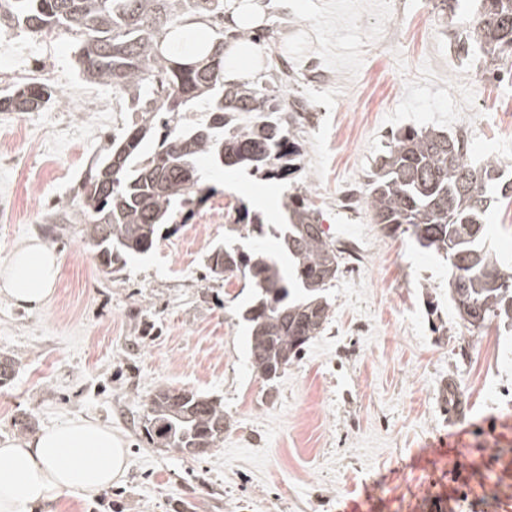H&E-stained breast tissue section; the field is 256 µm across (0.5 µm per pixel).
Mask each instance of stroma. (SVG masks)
I'll use <instances>...</instances> for the list:
<instances>
[{"mask_svg": "<svg viewBox=\"0 0 512 512\" xmlns=\"http://www.w3.org/2000/svg\"><path fill=\"white\" fill-rule=\"evenodd\" d=\"M268 22L256 80L287 64L286 100H301L297 134L306 188L346 264L330 290L332 317L274 382L255 374L241 312L251 288L215 277L208 257L228 219L269 190L265 223L279 220L288 185L239 171L207 182L210 204L184 227L162 228L155 249L102 272L79 225L67 223L85 171L132 112L110 87L84 80L68 35L50 44L0 30V90L52 85L36 112H0V267L30 239L62 265L38 309L0 296V353L16 361L0 383V438L74 417L111 426L128 452L125 476L99 497L71 494L37 512H344L371 499L375 512H419L422 498L468 470L452 512H512V321L470 334L448 295V264L408 236L390 237L363 201L393 134L432 127L463 136L468 159L512 173V80L480 53L459 58L454 19L435 0H261ZM486 244L512 262V202L492 203ZM161 387L217 399L232 426L217 447L192 456L153 444L143 415ZM466 408L467 432L448 422L446 397ZM457 443L436 472L419 462L431 445Z\"/></svg>", "mask_w": 512, "mask_h": 512, "instance_id": "35a3bbf8", "label": "stroma"}]
</instances>
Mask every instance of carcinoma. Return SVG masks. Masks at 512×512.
Instances as JSON below:
<instances>
[{"mask_svg":"<svg viewBox=\"0 0 512 512\" xmlns=\"http://www.w3.org/2000/svg\"><path fill=\"white\" fill-rule=\"evenodd\" d=\"M223 13L224 0H0V28L71 35L83 76L130 99L138 112L81 184L79 223L105 270L152 251L162 225L187 223L207 201L201 156L267 180L286 182L300 170L294 129L302 113L257 81L224 83ZM197 25L212 30L208 40L197 42ZM475 48L493 65L512 60V0H480L456 41L459 54ZM53 96L45 83L16 85L0 96V110L35 112ZM200 104L204 121L170 126L168 115ZM152 134L158 143L148 151ZM467 154L461 136L434 128L397 133L372 173L367 205L387 231L407 233L446 258L449 296L474 333L494 318L512 320V266L485 243L486 212L512 200V177L490 159L468 163ZM283 206L286 223L278 228L237 208L239 223L225 226L227 243L209 256L214 275L242 279L253 290L241 318L250 326L253 369L266 382L324 331L327 290L343 262L307 190L294 188ZM269 232L282 240L277 252L259 244ZM148 405L147 432L160 448H212L230 427L224 406L194 391L162 388Z\"/></svg>","mask_w":512,"mask_h":512,"instance_id":"cac0c4a2","label":"carcinoma"}]
</instances>
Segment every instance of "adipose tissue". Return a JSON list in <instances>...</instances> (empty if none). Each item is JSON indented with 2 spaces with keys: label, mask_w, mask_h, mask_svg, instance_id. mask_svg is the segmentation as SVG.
Masks as SVG:
<instances>
[{
  "label": "adipose tissue",
  "mask_w": 512,
  "mask_h": 512,
  "mask_svg": "<svg viewBox=\"0 0 512 512\" xmlns=\"http://www.w3.org/2000/svg\"><path fill=\"white\" fill-rule=\"evenodd\" d=\"M58 255L34 241L0 268V295L37 308L54 292ZM126 450L111 427L78 417L30 436L0 440V512H35L78 491L98 495L125 471Z\"/></svg>",
  "instance_id": "obj_1"
}]
</instances>
